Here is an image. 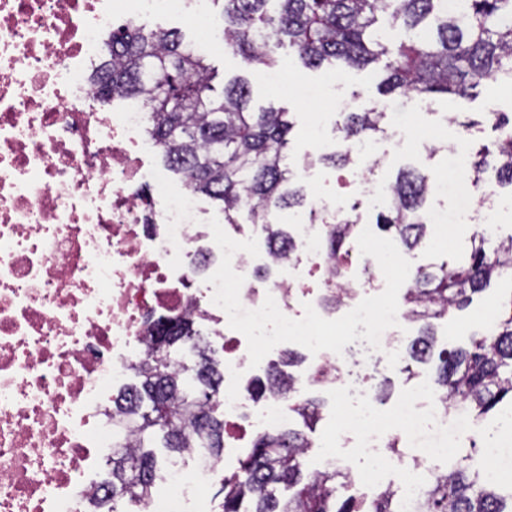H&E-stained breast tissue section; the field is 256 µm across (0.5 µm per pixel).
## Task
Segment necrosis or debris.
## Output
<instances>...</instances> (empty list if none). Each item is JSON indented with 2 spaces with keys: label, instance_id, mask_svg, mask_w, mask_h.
I'll list each match as a JSON object with an SVG mask.
<instances>
[{
  "label": "necrosis or debris",
  "instance_id": "necrosis-or-debris-1",
  "mask_svg": "<svg viewBox=\"0 0 512 512\" xmlns=\"http://www.w3.org/2000/svg\"><path fill=\"white\" fill-rule=\"evenodd\" d=\"M158 12L188 17L200 46L210 47L209 0H0V512H91L105 499L111 483L92 472L112 448V391L163 315L225 327V447H249L248 423L271 431L293 421L284 398L251 405L240 390L251 371L247 339L228 328L207 272L194 268V194L146 163L154 149L141 136L147 113L133 103L111 110L91 83L116 20ZM451 154L456 173L443 191L452 204L428 214L445 229L482 204L459 149ZM150 183L154 192L143 193ZM291 235L294 255L276 263L280 279L262 288L254 257L234 253L245 309L270 296L292 319L307 302L323 312L321 297L300 282L307 269L329 279L320 227L302 222ZM371 351H320L295 386L324 385L333 371L338 396L354 395ZM373 403L364 394L359 447L378 457L390 440L409 443L416 451L408 466L429 481L447 444L477 430L431 391L392 407V433L372 424ZM190 455L192 467L168 464L162 490L139 501V512H197L220 464L198 448Z\"/></svg>",
  "mask_w": 512,
  "mask_h": 512
}]
</instances>
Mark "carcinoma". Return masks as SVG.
Instances as JSON below:
<instances>
[{"label": "carcinoma", "instance_id": "obj_1", "mask_svg": "<svg viewBox=\"0 0 512 512\" xmlns=\"http://www.w3.org/2000/svg\"><path fill=\"white\" fill-rule=\"evenodd\" d=\"M222 23L227 46L249 64L274 68L281 60L275 49L288 43L307 68H325L334 75L350 69L374 68L385 59L377 92L383 100L403 101L450 95L468 99L484 81L512 79V0H465L460 11L446 0H211ZM108 59L91 80L109 99L132 100L150 115L147 134L164 162L182 175L194 194L222 203L224 220L234 223L240 212L264 226L269 250L292 252L290 233L267 222L271 210L308 208L307 197L288 165L293 122L281 108L251 107V89L236 79L217 91L214 69L195 44L176 29L125 24L105 40ZM494 140L474 147L470 126L461 132L465 162L474 185L488 168L498 181L512 187V118L494 112ZM386 113L376 107L346 113L336 126L344 142L369 140L383 131ZM343 168L347 152L307 155L302 166L316 163ZM388 195L378 207L375 224L407 251L421 245L428 226L426 199L431 176L417 169L398 172L386 182ZM355 224H327L325 251L334 288L323 296L337 308L347 297L342 281L349 257L347 242ZM512 274V235L495 246L474 234L465 263L419 267L405 289L404 314L422 327L405 350L404 372L411 379L413 363L433 358L434 322L468 306L494 277ZM178 332L163 336L152 327L146 358L131 370L140 385L112 400L116 411L135 425L112 433V499L141 498L156 479V442L172 454L206 449L220 457L224 420L215 416L220 389L196 369L180 366L162 345L188 339L208 360L198 331L189 318H177ZM288 351L281 364L267 370L266 381L251 390L254 397L292 389L295 363ZM435 393L443 403L459 399L479 418L509 400L512 406V296L495 311L492 328L472 334L467 348L439 353ZM294 412L312 431L321 419L311 400L297 401ZM311 447L298 429L257 437L237 472L224 476L222 512H402L390 487L371 499L338 494L334 469L303 474L302 458ZM497 484L479 469L451 464L422 495L421 512H512Z\"/></svg>", "mask_w": 512, "mask_h": 512}]
</instances>
